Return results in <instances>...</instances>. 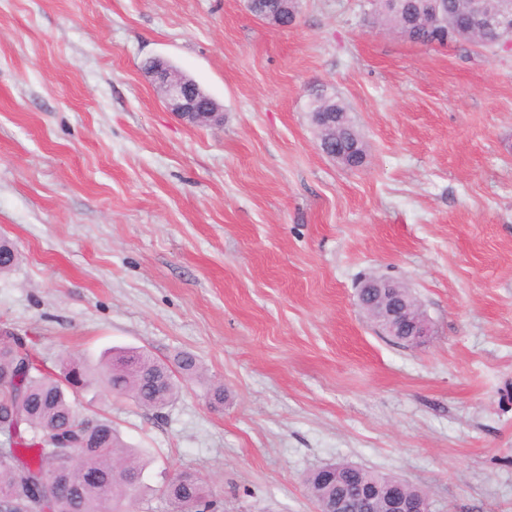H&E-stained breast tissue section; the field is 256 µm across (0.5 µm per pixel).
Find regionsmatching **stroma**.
<instances>
[{
  "label": "stroma",
  "instance_id": "35a3bbf8",
  "mask_svg": "<svg viewBox=\"0 0 512 512\" xmlns=\"http://www.w3.org/2000/svg\"><path fill=\"white\" fill-rule=\"evenodd\" d=\"M166 59L224 106L169 112ZM351 109L358 169L317 148L314 85ZM0 331L54 366L111 348L200 376L161 411L92 382L146 463L224 512H316L309 472L396 475L431 512H512V49L411 43L369 0H0ZM406 283L433 327L377 335L360 280ZM224 405H210L214 385ZM246 2H247V7H248L249 11L252 12L256 16V18H258L259 20H262L272 26H276L279 28H290V27L294 26L297 23L299 15H300V9L298 6H296V8H294V9L288 7V3L294 4V5H299L300 0H298V1L283 0L282 2L284 3V5L282 6V12L275 14L273 16H270L267 14L256 15L253 12L255 0H246Z\"/></svg>",
  "mask_w": 512,
  "mask_h": 512
}]
</instances>
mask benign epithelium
<instances>
[{
	"instance_id": "7a95c632",
	"label": "benign epithelium",
	"mask_w": 512,
	"mask_h": 512,
	"mask_svg": "<svg viewBox=\"0 0 512 512\" xmlns=\"http://www.w3.org/2000/svg\"><path fill=\"white\" fill-rule=\"evenodd\" d=\"M283 0L282 12L273 16L258 14L256 18L279 28L294 26L300 9ZM425 16L434 25H453L444 13L442 0H427ZM466 29L484 35L483 43L491 46H512V0H468ZM161 91L162 98L180 120L191 125H212L224 119L223 106L206 93L193 79L173 69L167 61L155 58L146 70ZM358 305L368 320L383 336L419 343L431 335L430 319L422 311L410 290L403 284L380 277L364 279L358 293ZM379 494L372 482L358 484L355 497L360 506L371 512ZM387 512H430L425 494L410 496L407 482L399 477L385 486Z\"/></svg>"
}]
</instances>
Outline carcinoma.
I'll use <instances>...</instances> for the list:
<instances>
[{
	"label": "carcinoma",
	"instance_id": "carcinoma-1",
	"mask_svg": "<svg viewBox=\"0 0 512 512\" xmlns=\"http://www.w3.org/2000/svg\"><path fill=\"white\" fill-rule=\"evenodd\" d=\"M20 255L0 238V274ZM21 340L0 332V512H124V503L142 487L144 463L119 439L112 422L79 418L76 397L89 383L87 367L68 360L55 374L34 351L23 352ZM199 367L193 355H180L175 366L143 350L110 352L100 380L113 393L151 410L173 402L179 377ZM56 430L76 441L81 468L70 465L69 449L50 448L44 437ZM310 497L333 510L344 492L342 481L327 482L321 473L303 479ZM165 512H220L212 489L194 473L181 471L158 489Z\"/></svg>",
	"mask_w": 512,
	"mask_h": 512
}]
</instances>
